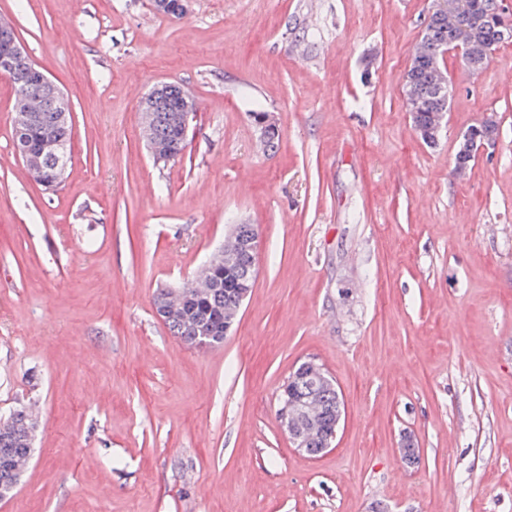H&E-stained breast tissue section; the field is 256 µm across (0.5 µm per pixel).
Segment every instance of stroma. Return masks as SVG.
<instances>
[{"label": "stroma", "instance_id": "1", "mask_svg": "<svg viewBox=\"0 0 512 512\" xmlns=\"http://www.w3.org/2000/svg\"><path fill=\"white\" fill-rule=\"evenodd\" d=\"M431 6L0 0L74 115L64 182L24 180L0 76V416L39 424L0 512H512V42L477 72L448 57L425 144L403 78ZM159 81L198 115L157 165L138 104ZM489 115L494 144L457 174ZM239 223L254 288L221 346L188 347L155 295ZM311 358L344 405L315 459L276 418ZM486 121V130L483 136L481 137L480 144L478 146V137L479 135H473L471 133L465 134L464 138L462 140L463 149L457 154L456 160L462 161L463 159L469 157V155L473 154V151L475 149L476 152L479 150L485 148L486 145L490 144L494 137H495V131L496 126L492 123L491 120L488 119V117L485 118Z\"/></svg>", "mask_w": 512, "mask_h": 512}]
</instances>
